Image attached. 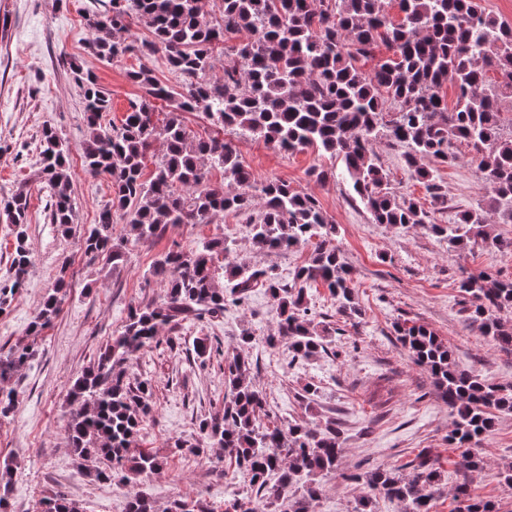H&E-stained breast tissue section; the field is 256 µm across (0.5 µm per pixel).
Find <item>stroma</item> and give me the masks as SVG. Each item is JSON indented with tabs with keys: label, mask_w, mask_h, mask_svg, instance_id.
Here are the masks:
<instances>
[{
	"label": "stroma",
	"mask_w": 512,
	"mask_h": 512,
	"mask_svg": "<svg viewBox=\"0 0 512 512\" xmlns=\"http://www.w3.org/2000/svg\"><path fill=\"white\" fill-rule=\"evenodd\" d=\"M93 0H0V199L19 187L30 195L26 248L32 264L23 288L0 313V349L21 343L35 355L10 381L16 408L0 419V465L13 468L9 500L12 512H41L44 497L59 493L76 500L81 512H124L127 492L147 497L155 512H167L180 498L201 499L211 512H224L230 493L248 491V480L229 463L221 449L197 456L173 452L180 439L196 442L200 420L224 408L223 352L231 350L242 328L255 340L250 349L253 381L267 396L275 423H325L342 418L345 451L343 471L366 474L375 468L405 470L419 453L435 458L441 471L432 512H455L453 489L468 482L475 494L494 503L497 512H512V485L500 474L512 466V413L500 414L495 428L474 452L483 460L476 471L459 467V450L448 443L453 419L436 398L427 371L417 366L398 340L396 323L408 320L426 325L443 339L460 368L483 375L494 384H512V353L500 351L467 321L464 296L458 288L461 270L486 271L512 278V252L485 244L469 250L450 247L427 226L374 223L363 204L351 197L343 181H316L313 169L339 167L329 154L306 149L280 151L257 137L225 132L240 162L257 184L280 179L313 194L336 226L332 238L351 267L359 315L338 313L326 288L309 292L315 321L335 334L326 353L289 365L287 342L276 347L264 338L276 329L269 297L254 292L246 303L230 308L222 322H185L176 330L177 346L160 344L142 352L127 368L130 381L153 383V412L132 445L167 457L160 471L132 478L128 486L101 483L93 472L98 460L82 461L67 441L73 408L68 391L74 378L97 358L121 331L131 305L161 301L162 285L151 276L155 259L172 244L186 251L212 238L234 243L232 253L218 257L216 268L232 262L274 269L283 281L307 264L311 250L260 252L253 248L244 216L226 212L208 224L167 225L154 240L131 248L128 260L112 269L105 260L85 255L81 236L101 209L110 204L108 179L81 175L80 143L87 135L83 97L73 70L92 72L112 98L109 120L120 122L131 100L141 94L127 78L131 69L146 66L167 83L175 77L162 56L143 59L129 53L104 62L87 50L85 25ZM52 125L73 148L70 158L77 175L72 184L76 220L70 235L51 224L47 192L36 164L35 146L44 125ZM378 160L386 170L391 192L411 197L434 223L451 220L457 207L488 206L491 192L477 170L471 146L454 143V162L428 159L448 200L434 203L423 184L413 179L404 160V147L377 144ZM65 275L66 298L52 323L30 335L35 311L55 282ZM208 338L222 352L200 360L193 352L196 339ZM315 384L313 405L301 398L305 384ZM322 496L308 512H351L356 497L366 494L361 483L323 479Z\"/></svg>",
	"instance_id": "1"
}]
</instances>
